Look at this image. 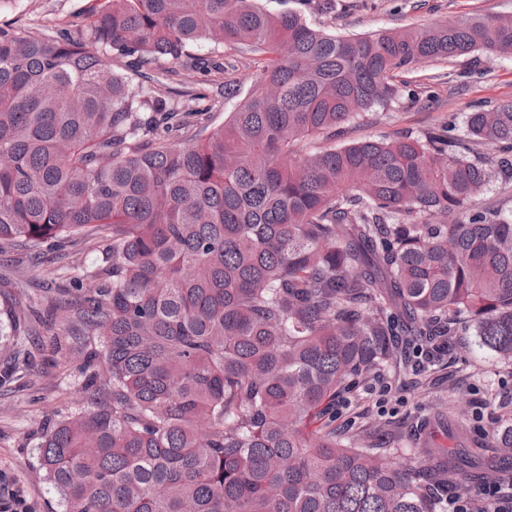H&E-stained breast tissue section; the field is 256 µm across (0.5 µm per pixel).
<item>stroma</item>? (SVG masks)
Segmentation results:
<instances>
[{
	"mask_svg": "<svg viewBox=\"0 0 512 512\" xmlns=\"http://www.w3.org/2000/svg\"><path fill=\"white\" fill-rule=\"evenodd\" d=\"M92 0H0V24L34 35L76 30L87 24ZM260 8L279 13L302 12L315 27L342 36L377 30L448 25L470 16H512V0H258ZM512 100V56L493 58L475 53L419 65L398 80L396 100L374 107L347 122L336 139L302 140L300 154L343 146L364 139L420 136L448 116L464 118L480 107ZM52 254L32 262L24 249L0 253V291L26 303L43 295L48 285L66 287L54 278ZM61 334L58 352L44 350L24 385L0 387V485L17 492L33 512H60L59 495L43 478L38 463V436L57 413L87 404L84 378L75 361L83 346L81 327L73 312L56 316ZM421 336L403 339L396 369L370 378L336 404V429L353 433L356 418L382 426L361 443L377 448L416 452L422 431L433 426L438 445L453 448L450 421L466 417L473 428L467 442L476 449L482 431L495 418H512V366L479 347L473 331L460 330L452 347L438 361L416 360Z\"/></svg>",
	"mask_w": 512,
	"mask_h": 512,
	"instance_id": "stroma-1",
	"label": "stroma"
}]
</instances>
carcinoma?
I'll return each instance as SVG.
<instances>
[{
  "label": "carcinoma",
  "mask_w": 512,
  "mask_h": 512,
  "mask_svg": "<svg viewBox=\"0 0 512 512\" xmlns=\"http://www.w3.org/2000/svg\"><path fill=\"white\" fill-rule=\"evenodd\" d=\"M260 56L210 130V80L172 103L146 72L199 39ZM141 77L115 73L99 51ZM512 54V17L343 37L255 0H95L82 38L0 26V250L97 244L72 288L0 305V384L32 367L25 328L76 304L90 406L42 430L62 512H444L482 468L507 493L512 423L488 458L366 448L336 399L397 359V336L472 328L512 365V214L476 206L493 143L512 178V102L421 136L296 154L386 106L415 65ZM195 138L173 146L175 132ZM422 220L410 221L412 215ZM92 278L94 286L84 287Z\"/></svg>",
  "instance_id": "cac0c4a2"
}]
</instances>
